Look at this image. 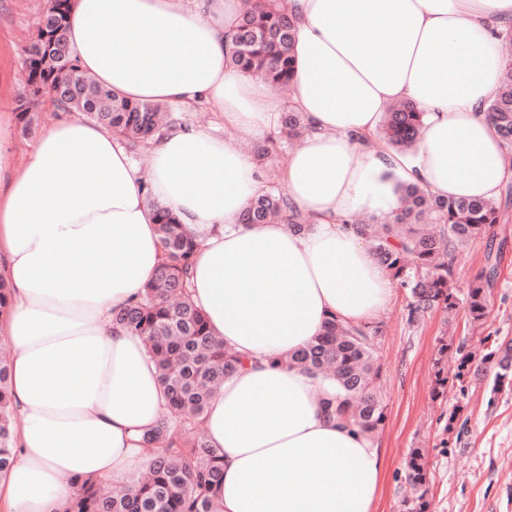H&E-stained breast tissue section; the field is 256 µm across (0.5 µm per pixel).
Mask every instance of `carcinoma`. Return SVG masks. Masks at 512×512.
I'll return each instance as SVG.
<instances>
[{
  "label": "carcinoma",
  "instance_id": "carcinoma-1",
  "mask_svg": "<svg viewBox=\"0 0 512 512\" xmlns=\"http://www.w3.org/2000/svg\"><path fill=\"white\" fill-rule=\"evenodd\" d=\"M55 23L38 25L37 36L24 60L27 80L17 100L20 131H34V107L51 100L62 80L75 93L68 103L54 107L77 112L99 123L130 149H143L162 137L170 125L162 122L167 106L131 102L84 74L71 54L60 57L57 42H68L70 0H53ZM296 22L281 0H252L241 13L231 35L233 51L227 64L276 87L290 84L294 64ZM487 113L512 160V64L505 65L501 86ZM424 113L411 102L394 104L381 118L369 140L398 153L411 151L423 125ZM305 117L294 110L280 116L279 132L288 139L309 133ZM394 192L400 208L380 224H356L375 261L410 295L409 322L440 309L452 317L458 309L467 315L472 331L482 329L489 317L492 288L500 276V263L508 241H495L491 228L506 216L512 203V183L504 201L443 198L418 183L398 182ZM163 261L135 298L115 311L112 323L145 338L163 384L167 404L143 443L154 453L147 475L132 487L108 490L99 482L82 485L66 512H221L215 490L224 481V459L200 433L199 418L214 390L242 365V359L210 330L206 317L192 301L189 285L194 238L173 213L156 208ZM283 222L298 233L307 216L272 181L254 196L243 216L244 224ZM487 239L485 265L465 291L455 283L457 253L476 239ZM379 329L352 323L335 315L302 348L279 359L291 368L321 376L336 384V397L323 401L326 414H348L366 432L385 420V405L375 389L378 372L374 337ZM484 348L473 351L468 337L458 343L443 339L434 360L433 394L442 396L453 387L463 393L467 379L478 375L485 363L497 367L493 391L512 378V341L495 336L481 338ZM9 359L0 357V472L12 464L9 449L12 410L9 395ZM405 479L420 494L403 504V512H426L427 462L421 449L407 458Z\"/></svg>",
  "mask_w": 512,
  "mask_h": 512
}]
</instances>
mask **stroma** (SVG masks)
<instances>
[{"mask_svg":"<svg viewBox=\"0 0 512 512\" xmlns=\"http://www.w3.org/2000/svg\"><path fill=\"white\" fill-rule=\"evenodd\" d=\"M46 0H0V109L15 111L26 71L25 50L37 33ZM509 246L493 289L491 331L512 340V213L493 228ZM409 296L395 289L377 315L375 347L380 367L377 385L387 405L386 420L375 438L384 468L374 512H400L410 491L404 467L410 449H424L428 469V512H512V386L492 392L494 364L470 380L465 392L433 396L432 360L442 334L443 314L407 321ZM462 405L457 421L461 437L446 425L453 405Z\"/></svg>","mask_w":512,"mask_h":512,"instance_id":"1","label":"stroma"}]
</instances>
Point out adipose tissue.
<instances>
[{
  "label": "adipose tissue",
  "mask_w": 512,
  "mask_h": 512,
  "mask_svg": "<svg viewBox=\"0 0 512 512\" xmlns=\"http://www.w3.org/2000/svg\"><path fill=\"white\" fill-rule=\"evenodd\" d=\"M287 2V99L225 64L240 0H72L68 40L87 75L134 102H212L251 136L302 112L311 130L278 179L310 219L303 234L242 223L264 184L239 143L172 129L149 144L143 168L101 125L59 110L18 169L16 116L0 113V277L10 286L0 336L16 416L0 512H63L82 481L121 489L149 470L142 437L167 400L144 338L112 315L162 259L159 206L197 243L193 302L243 358L201 420L224 458L222 512H373L383 475L374 437L325 414L330 381L279 359L328 316L360 322L390 301L393 280L346 223L398 208L381 172L448 198L493 199L512 180L486 113L512 0ZM400 101L425 114L411 153L363 142Z\"/></svg>",
  "instance_id": "1"
}]
</instances>
